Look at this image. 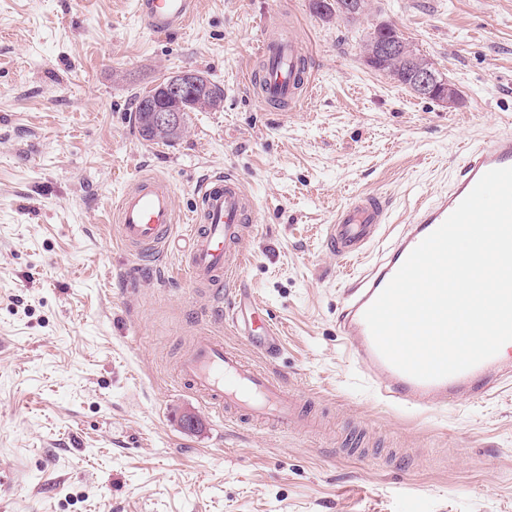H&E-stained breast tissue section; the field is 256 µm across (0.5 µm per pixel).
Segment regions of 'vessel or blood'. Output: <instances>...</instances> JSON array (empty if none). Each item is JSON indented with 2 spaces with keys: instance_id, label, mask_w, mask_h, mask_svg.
<instances>
[{
  "instance_id": "vessel-or-blood-1",
  "label": "vessel or blood",
  "mask_w": 512,
  "mask_h": 512,
  "mask_svg": "<svg viewBox=\"0 0 512 512\" xmlns=\"http://www.w3.org/2000/svg\"><path fill=\"white\" fill-rule=\"evenodd\" d=\"M196 0H138L137 15L143 27L166 36L184 29L194 16ZM269 23L255 56L250 90L261 103L288 112L313 82L309 55L295 35H280ZM512 167V133L494 137L488 144L468 150L457 179L421 205L403 225L384 254L361 274L345 283L347 303L338 321V333L363 375L386 400L415 410L447 403L463 394L485 399L504 383L512 384V342L493 357L463 372L435 380L414 378L388 362L378 351L364 320L375 301L411 251L436 230L488 171ZM198 202L180 216L170 180L158 174L137 177L120 194L114 222L121 245L136 255L160 256L167 252L179 222L189 226L184 269L197 288H212L213 323H230L261 353L275 351L279 342L272 320L252 309L250 294L241 284L246 257L241 242L253 232L254 200L242 180L224 172L201 180ZM387 219V207L373 195L354 198L328 224L327 251L339 261L360 260L369 243L377 239ZM180 382L230 420L257 421L263 425L302 429L306 423L298 400L284 381L225 345L222 337L202 331L179 362Z\"/></svg>"
}]
</instances>
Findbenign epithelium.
I'll use <instances>...</instances> for the list:
<instances>
[{
  "label": "benign epithelium",
  "instance_id": "1",
  "mask_svg": "<svg viewBox=\"0 0 512 512\" xmlns=\"http://www.w3.org/2000/svg\"><path fill=\"white\" fill-rule=\"evenodd\" d=\"M368 0H339L336 8L347 19H358L366 11ZM390 26L377 25L370 35L365 63L373 68L385 66L390 58L401 57L411 71V90L419 97L445 107L457 105L459 89L442 76L409 42L389 35ZM210 80L195 69L182 70L165 77L145 96L141 109L150 132L157 137H171L178 132L189 108H208Z\"/></svg>",
  "mask_w": 512,
  "mask_h": 512
}]
</instances>
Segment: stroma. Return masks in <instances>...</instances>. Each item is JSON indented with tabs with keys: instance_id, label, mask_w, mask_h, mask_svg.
<instances>
[{
	"instance_id": "obj_1",
	"label": "stroma",
	"mask_w": 512,
	"mask_h": 512,
	"mask_svg": "<svg viewBox=\"0 0 512 512\" xmlns=\"http://www.w3.org/2000/svg\"><path fill=\"white\" fill-rule=\"evenodd\" d=\"M275 18L316 73L285 115L243 79ZM382 23L459 105L365 65ZM186 68L223 88L222 108L187 113L169 145L144 141L135 93ZM508 132L512 0H370L350 24L310 0H197L168 36L141 27L136 0H0V512H512V396L382 401L338 334L349 271L323 247L354 196L385 197L404 223L468 148ZM221 171L256 200L243 283L282 346L267 368L314 429L231 423L185 389L210 296L182 248L145 260L113 234L140 174L166 176L185 213Z\"/></svg>"
}]
</instances>
